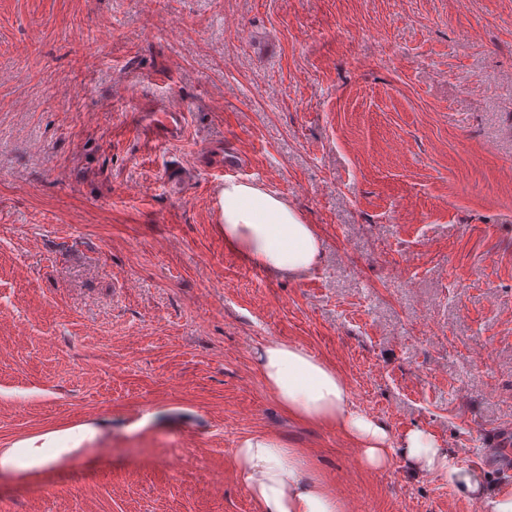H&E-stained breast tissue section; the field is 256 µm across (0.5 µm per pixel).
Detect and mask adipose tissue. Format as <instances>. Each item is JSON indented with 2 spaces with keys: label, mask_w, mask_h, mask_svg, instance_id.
Returning <instances> with one entry per match:
<instances>
[{
  "label": "adipose tissue",
  "mask_w": 512,
  "mask_h": 512,
  "mask_svg": "<svg viewBox=\"0 0 512 512\" xmlns=\"http://www.w3.org/2000/svg\"><path fill=\"white\" fill-rule=\"evenodd\" d=\"M219 224L224 244L246 262L273 271L302 276L320 258V241L313 225L288 201L259 186L225 179L219 193ZM260 376L288 415L327 426L350 437L361 450V462L380 468L392 461L394 450L385 429L356 407L351 389L336 369L301 346L268 339L257 354ZM63 447L34 446L23 441L0 452V470L23 473L57 463ZM402 457L414 471L445 472L449 484L474 494L479 482L465 467L454 464L434 439L408 431ZM240 479L261 512H345L319 477L307 473L301 455L284 447L272 434L243 438L234 450Z\"/></svg>",
  "instance_id": "adipose-tissue-1"
}]
</instances>
